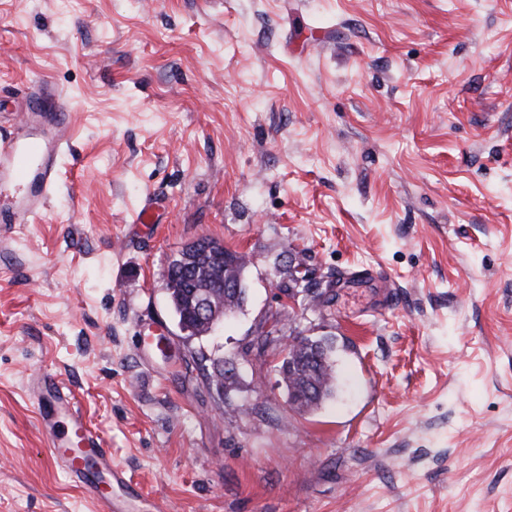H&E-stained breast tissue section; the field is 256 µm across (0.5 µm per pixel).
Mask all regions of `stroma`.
<instances>
[{
    "instance_id": "35a3bbf8",
    "label": "stroma",
    "mask_w": 512,
    "mask_h": 512,
    "mask_svg": "<svg viewBox=\"0 0 512 512\" xmlns=\"http://www.w3.org/2000/svg\"><path fill=\"white\" fill-rule=\"evenodd\" d=\"M45 81L75 133L0 233V512H91L38 372L149 512H512V0H0V137ZM202 235L249 300L187 342L162 274ZM298 254L319 309L283 293ZM296 336L333 342L307 412ZM188 254H196L202 258H206L208 262L217 263L230 267L236 262L234 251L225 248L224 244L212 238H198L186 244L183 247ZM322 340H311L306 337H301L296 345H293L291 351L295 357L302 361L307 358L309 353L312 351V345L309 342L317 344V348L321 350V363L305 361L298 363L300 369L297 368L290 378H288V372L282 373L281 369L284 367L283 361L281 365H276L277 372L280 377V382L284 384L287 391L288 388L293 389L298 393H302L312 384H316L320 389V396L315 402L311 403V400H307L306 407L298 408V410H311L317 407L323 400L329 398L334 390L335 382V370L334 364L330 357V346L324 342L321 345Z\"/></svg>"
}]
</instances>
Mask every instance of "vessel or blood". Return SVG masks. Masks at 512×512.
Returning <instances> with one entry per match:
<instances>
[{
	"label": "vessel or blood",
	"instance_id": "vessel-or-blood-1",
	"mask_svg": "<svg viewBox=\"0 0 512 512\" xmlns=\"http://www.w3.org/2000/svg\"><path fill=\"white\" fill-rule=\"evenodd\" d=\"M27 109L42 133L34 134L24 122L0 141V182L21 189L14 209L0 211V225L6 227L38 217L58 181L60 159L72 136L71 106L48 85L28 93ZM30 397L50 438L53 463L81 484L94 512H141V493L87 426L70 389L42 373L34 378Z\"/></svg>",
	"mask_w": 512,
	"mask_h": 512
}]
</instances>
